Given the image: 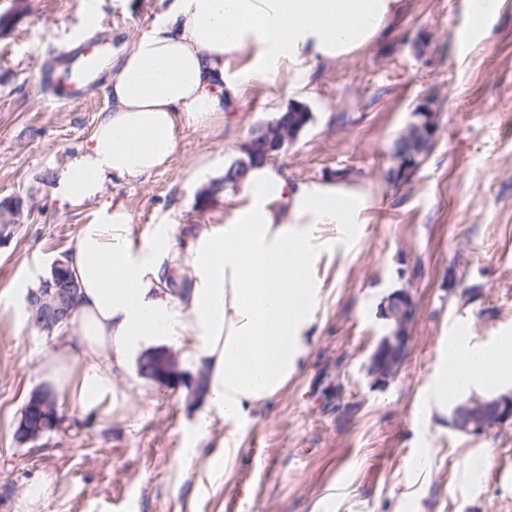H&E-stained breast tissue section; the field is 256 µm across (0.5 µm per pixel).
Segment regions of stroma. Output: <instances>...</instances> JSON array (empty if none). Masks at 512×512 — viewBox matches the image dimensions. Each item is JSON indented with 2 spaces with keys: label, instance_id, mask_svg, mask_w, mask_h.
Returning a JSON list of instances; mask_svg holds the SVG:
<instances>
[{
  "label": "stroma",
  "instance_id": "obj_1",
  "mask_svg": "<svg viewBox=\"0 0 512 512\" xmlns=\"http://www.w3.org/2000/svg\"><path fill=\"white\" fill-rule=\"evenodd\" d=\"M168 0H21L0 34V200L24 218L0 239V512H512V427L485 437L454 431L427 391L455 326L495 348L512 337V0L471 35L469 0H402L376 40L313 63L306 79L246 87L205 129L179 130L167 165L115 177L95 197L61 199L53 175L73 161L109 104L98 73L80 104L37 94L46 56L67 45L93 10L108 60L159 21ZM313 120L275 164L297 183L356 181L373 206L356 236L325 224L336 253L316 266L326 296L307 356L287 386L237 435L201 388L206 370L171 351L178 379L116 374L113 406L82 410L57 396L62 421L21 441L15 429L56 340L26 308L83 225L116 208L134 236L151 224L177 233L223 223L237 206L225 168L251 131L289 103ZM435 114L433 144L411 180L387 179L395 141L421 108ZM213 188L207 206L197 204ZM414 303L406 361L384 385L368 360L390 326L383 299ZM194 447L190 463L184 448ZM223 448L232 460L215 461Z\"/></svg>",
  "mask_w": 512,
  "mask_h": 512
}]
</instances>
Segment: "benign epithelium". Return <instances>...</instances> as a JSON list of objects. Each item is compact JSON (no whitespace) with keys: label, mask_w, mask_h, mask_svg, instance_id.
I'll use <instances>...</instances> for the list:
<instances>
[{"label":"benign epithelium","mask_w":512,"mask_h":512,"mask_svg":"<svg viewBox=\"0 0 512 512\" xmlns=\"http://www.w3.org/2000/svg\"><path fill=\"white\" fill-rule=\"evenodd\" d=\"M76 301L74 284L57 276L40 292L26 297V306L33 326L50 333L67 318ZM382 311L391 329L380 339L367 365V373L376 384L389 382L404 363L410 343L408 325L413 302L406 291H394L385 298ZM448 423L452 429L472 436L511 426L512 391L491 398L464 397L452 407Z\"/></svg>","instance_id":"1"}]
</instances>
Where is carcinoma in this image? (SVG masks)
Segmentation results:
<instances>
[{
    "instance_id": "cac0c4a2",
    "label": "carcinoma",
    "mask_w": 512,
    "mask_h": 512,
    "mask_svg": "<svg viewBox=\"0 0 512 512\" xmlns=\"http://www.w3.org/2000/svg\"><path fill=\"white\" fill-rule=\"evenodd\" d=\"M419 120L401 135L395 148L396 166L388 174L390 181L402 184L421 163L429 150L435 134V115L428 110L417 112ZM312 113L308 107L295 103L288 106L279 115L257 127L242 147V156L225 169L224 184L234 185L255 164L274 159L288 141L295 138L311 121ZM21 206L19 201H0V222L3 224L20 223ZM60 417L56 408L55 395L45 389L32 391L21 410L16 428V437L20 440L36 439L58 426Z\"/></svg>"
}]
</instances>
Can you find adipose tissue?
I'll return each instance as SVG.
<instances>
[{
    "instance_id": "adipose-tissue-1",
    "label": "adipose tissue",
    "mask_w": 512,
    "mask_h": 512,
    "mask_svg": "<svg viewBox=\"0 0 512 512\" xmlns=\"http://www.w3.org/2000/svg\"><path fill=\"white\" fill-rule=\"evenodd\" d=\"M399 0H171L164 19L109 67L110 104L56 193L81 203L112 177L153 172L172 157L182 127L204 128L240 90L301 78L312 63L369 46ZM241 69L232 63L241 53ZM223 224L179 245L154 225L135 244L126 211L83 225L67 263L81 303L42 379L83 410L115 396L114 374L152 345L198 340L186 355L207 369L205 392L239 432L276 396L308 352L324 288L314 268L330 247L324 224H357L372 202L356 183H291L278 167H252ZM185 267L184 287H168Z\"/></svg>"
}]
</instances>
